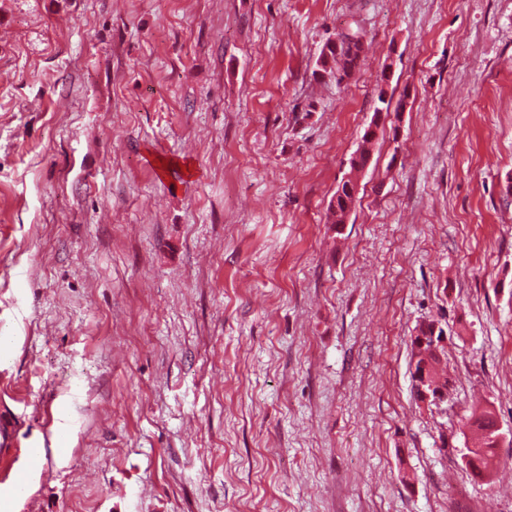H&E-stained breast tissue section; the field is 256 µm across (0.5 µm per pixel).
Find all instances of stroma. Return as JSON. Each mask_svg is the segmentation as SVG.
<instances>
[{
    "label": "stroma",
    "mask_w": 512,
    "mask_h": 512,
    "mask_svg": "<svg viewBox=\"0 0 512 512\" xmlns=\"http://www.w3.org/2000/svg\"><path fill=\"white\" fill-rule=\"evenodd\" d=\"M0 336L12 512H512V0H0ZM325 47L318 58L319 70L341 84L359 67L363 53L362 40L355 35H343L338 44H326ZM347 183H352V180H347V182L343 184V187L346 186ZM347 189L352 195H356L357 187L355 185L348 184ZM351 194L346 193L343 188V194L338 195L335 203L333 198L331 199L328 207V222L332 224V226L336 227V225L346 223L355 201V198ZM414 345V353L413 360L418 366L421 363L430 366V373L432 379L435 383L448 388L449 381L448 376L445 373H439L437 370V365L439 364L436 361V353L434 349L427 345L424 349L416 347ZM414 371V380L416 384L417 393L420 398L425 402H430L432 404L441 405L444 401L447 400V392L443 390H437L434 392L435 385L432 384L427 375L426 367L421 364L419 369L416 370L415 364L413 365ZM476 425L478 432L480 433V446L477 462L472 469L479 470L478 476H485L484 474L490 468L491 461L495 455L496 444L492 440L499 433L498 423L495 414L490 409L483 410L478 416L475 417L473 422ZM478 466V467H477Z\"/></svg>",
    "instance_id": "35a3bbf8"
}]
</instances>
